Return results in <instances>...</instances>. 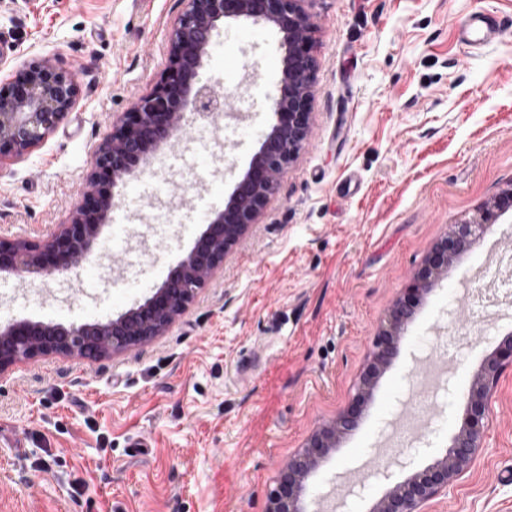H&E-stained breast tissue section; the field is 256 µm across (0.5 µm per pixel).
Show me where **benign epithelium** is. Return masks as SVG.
<instances>
[{
	"label": "benign epithelium",
	"mask_w": 512,
	"mask_h": 512,
	"mask_svg": "<svg viewBox=\"0 0 512 512\" xmlns=\"http://www.w3.org/2000/svg\"><path fill=\"white\" fill-rule=\"evenodd\" d=\"M300 0H185L173 26L168 65L153 89L112 123L93 152V163L71 221L43 241L0 238V275H27L48 286L69 279L101 237L117 189L127 179L151 171L162 149L179 141L200 116L223 110L224 94L202 82L201 68L214 31L228 19L273 26L282 34L284 55L273 122L244 175L205 229L163 282L134 308L106 323L62 326L32 320L0 329V374L21 362L49 355L97 358L141 345L164 331L192 303L224 265V257L256 223L278 178L296 158L310 132L311 85L315 60L312 25ZM72 74L46 61H32L0 85V159L18 158L43 143L76 104ZM512 210V184L479 219L454 225L428 251L376 336L372 358L347 407L314 431L279 469L266 512H311L309 479L336 441L354 430L377 379L398 354L400 335L424 295L448 266L472 247L484 228ZM512 365V336L486 357L465 394L460 426L445 454L403 479L389 483L373 512H423L434 497L453 488L471 467L489 426L490 393L503 369Z\"/></svg>",
	"instance_id": "benign-epithelium-1"
}]
</instances>
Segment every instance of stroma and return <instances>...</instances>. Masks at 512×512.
Masks as SVG:
<instances>
[{"label": "stroma", "mask_w": 512, "mask_h": 512, "mask_svg": "<svg viewBox=\"0 0 512 512\" xmlns=\"http://www.w3.org/2000/svg\"><path fill=\"white\" fill-rule=\"evenodd\" d=\"M183 0H0V81L45 60L79 99L49 137L0 162V236L46 239L67 223L112 121L168 64ZM314 25L312 122L258 224L161 336L96 360L45 356L0 376V512H265L279 466L348 405L375 338L429 248L512 183V30L473 48L457 24L512 17V0H304ZM283 50L273 27L215 32L202 77L234 79L241 113L189 151L162 150L166 182L138 176L122 224V271L96 259L77 286L0 276V327L104 322L144 301L222 209L272 121ZM150 248H134L135 235ZM512 223L457 257L402 333L356 429L309 488L322 512H371L388 481L440 458L482 361L512 333V308L468 316ZM457 343L440 358L434 346ZM342 486L357 493L341 498ZM426 512H512V365L491 392L474 466Z\"/></svg>", "instance_id": "1"}]
</instances>
